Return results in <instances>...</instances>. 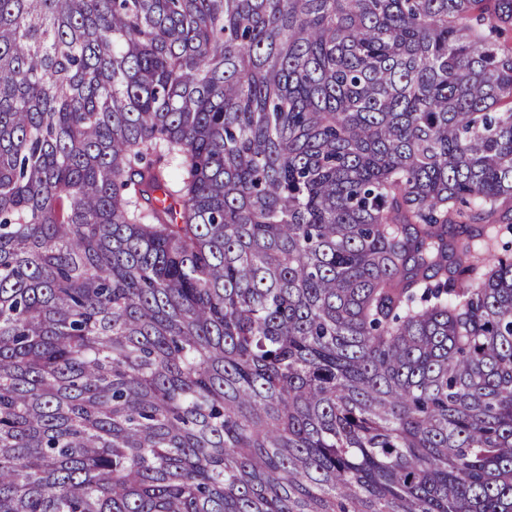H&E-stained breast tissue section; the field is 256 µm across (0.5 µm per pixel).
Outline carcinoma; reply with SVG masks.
I'll list each match as a JSON object with an SVG mask.
<instances>
[{"label":"carcinoma","instance_id":"cac0c4a2","mask_svg":"<svg viewBox=\"0 0 512 512\" xmlns=\"http://www.w3.org/2000/svg\"><path fill=\"white\" fill-rule=\"evenodd\" d=\"M507 233L512 0H0V512H512Z\"/></svg>","mask_w":512,"mask_h":512}]
</instances>
